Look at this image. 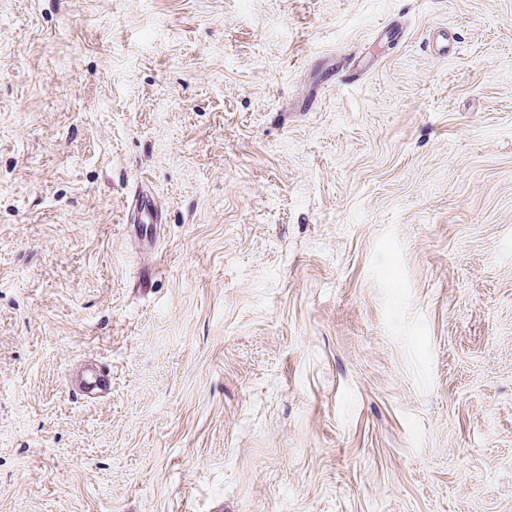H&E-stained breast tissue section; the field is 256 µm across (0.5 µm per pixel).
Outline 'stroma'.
I'll use <instances>...</instances> for the list:
<instances>
[{
    "mask_svg": "<svg viewBox=\"0 0 512 512\" xmlns=\"http://www.w3.org/2000/svg\"><path fill=\"white\" fill-rule=\"evenodd\" d=\"M0 512H512V0H0ZM162 211L159 204L151 195H142L135 203L133 210L125 215L127 223L141 224L145 226L156 225L161 221ZM74 393L88 401L109 396L112 392L111 370L101 361L86 357L69 378Z\"/></svg>",
    "mask_w": 512,
    "mask_h": 512,
    "instance_id": "1",
    "label": "stroma"
}]
</instances>
